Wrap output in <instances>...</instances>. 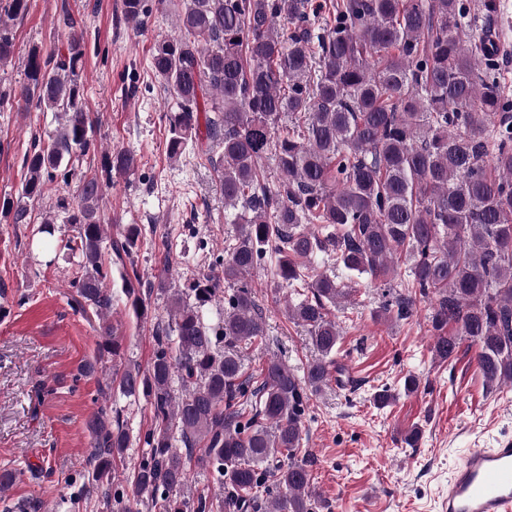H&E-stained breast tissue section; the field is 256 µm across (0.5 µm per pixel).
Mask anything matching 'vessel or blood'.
<instances>
[{
	"instance_id": "b4317fda",
	"label": "vessel or blood",
	"mask_w": 512,
	"mask_h": 512,
	"mask_svg": "<svg viewBox=\"0 0 512 512\" xmlns=\"http://www.w3.org/2000/svg\"><path fill=\"white\" fill-rule=\"evenodd\" d=\"M442 512H512V440L466 453Z\"/></svg>"
}]
</instances>
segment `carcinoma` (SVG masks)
<instances>
[{"label": "carcinoma", "instance_id": "carcinoma-1", "mask_svg": "<svg viewBox=\"0 0 512 512\" xmlns=\"http://www.w3.org/2000/svg\"><path fill=\"white\" fill-rule=\"evenodd\" d=\"M308 4L183 0L178 34L150 48L151 68L176 100L165 114L169 157L198 137L204 89L220 99L205 130L223 148L213 166L238 231L224 257L173 295L148 368L120 376V393L145 398L154 421L132 496L103 482L130 447L127 421L103 410L89 424L92 484L113 512H139L144 500L155 512H247L268 474L277 495L266 512H313L312 474L298 458L302 421L337 369L340 334L327 304L347 292L312 276L288 316L308 328L319 357L301 378L271 359L256 383L241 353L266 328L245 279L272 256L275 275L292 286L304 282L305 262L331 253L351 275L381 282L383 311L398 319L411 316L417 298L431 300L435 355L453 359L467 340L487 384L512 382V99L489 60L491 25L472 23L494 13L495 0H335L323 27ZM123 13L144 24L145 0H123ZM63 24L66 41L29 50L14 95L26 111L58 114L55 130L34 138L23 158L17 199L0 204L14 224L28 223L56 172L95 149L78 81L82 25L67 11ZM13 56V35L0 22V68ZM284 115L291 126L280 132ZM268 154L277 163L273 185L258 168ZM135 166L126 150L108 160L117 173ZM102 197L101 181L83 175L59 204L76 231L65 244L79 256L76 306L100 315L113 301ZM140 233L131 224L111 245L118 260L132 256ZM401 260L408 282L396 293L391 275ZM123 292L144 316L142 293L129 281ZM219 298L224 310L210 323L205 313ZM193 465L213 473L224 500L184 494Z\"/></svg>", "mask_w": 512, "mask_h": 512}]
</instances>
